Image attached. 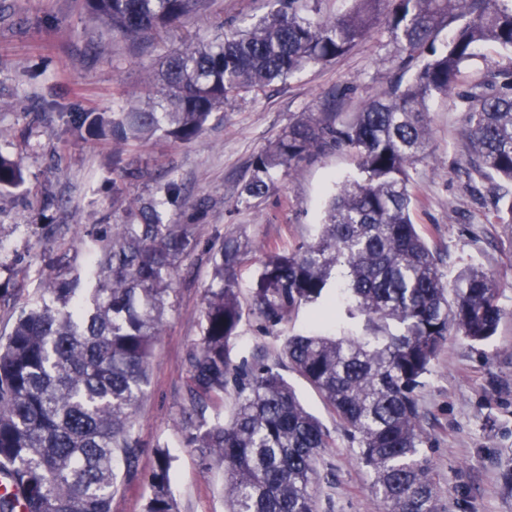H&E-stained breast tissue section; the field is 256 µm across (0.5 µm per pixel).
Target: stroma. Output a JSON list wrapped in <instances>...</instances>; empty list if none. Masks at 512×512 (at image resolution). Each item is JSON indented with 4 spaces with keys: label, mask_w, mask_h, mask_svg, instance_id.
<instances>
[{
    "label": "stroma",
    "mask_w": 512,
    "mask_h": 512,
    "mask_svg": "<svg viewBox=\"0 0 512 512\" xmlns=\"http://www.w3.org/2000/svg\"><path fill=\"white\" fill-rule=\"evenodd\" d=\"M266 10V0H209L185 23L130 39L88 13L84 0H0V152L19 160L24 173L20 187L0 193V288L8 291L0 300V334L60 265L82 257L90 233L119 221L115 166L139 172L121 184L129 199H150L176 177L182 195L168 216L196 228L198 247L174 273L150 385L133 418L135 470L126 472L118 461L121 484L110 512H143V477L160 444L174 458L179 512H229L220 473L205 471L197 451L184 447L181 423L188 405L185 358L199 336L209 282L207 250L225 236L248 243L237 278L242 299H249L269 251L311 241L335 182L355 172L350 150H328L300 161L265 198L246 204L238 192L255 157L301 114L332 112L349 121L419 67L379 26L335 61L229 101L191 144L153 139L118 148L70 124L73 112H122L148 101L155 95L151 77L168 52L246 25ZM428 151L410 170L412 220L447 283L474 265L495 277L503 318L482 345L450 334L432 362L417 391L422 449L441 489L442 512H512V489L502 480L512 466V235L498 220V180L473 168L457 94L432 102ZM335 331L307 306L270 331L250 317L240 323L230 355L237 364L281 362L285 336ZM319 470V512H376L372 475L346 436L324 450Z\"/></svg>",
    "instance_id": "stroma-1"
}]
</instances>
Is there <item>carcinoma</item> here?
I'll return each mask as SVG.
<instances>
[{
  "label": "carcinoma",
  "mask_w": 512,
  "mask_h": 512,
  "mask_svg": "<svg viewBox=\"0 0 512 512\" xmlns=\"http://www.w3.org/2000/svg\"><path fill=\"white\" fill-rule=\"evenodd\" d=\"M245 30L170 52L160 62V97L112 117L78 112V130L133 146L154 137L196 141L224 104L349 53L379 19L415 77L338 124L311 113L255 159L239 199L265 197L274 174L336 147L356 156V173L330 195L316 238L272 252L250 300L236 269L247 244L226 238L208 251L200 336L186 355L190 409L184 445L224 475L230 512H318L314 485L332 433L298 399L276 365L234 364L230 341L244 316L272 329L302 305L336 323L334 335H292L289 367L314 386L371 471L378 512H440V491L422 451L416 389L454 331L473 343L495 336L500 288L471 266L448 287L433 250L411 219L409 170L429 143L428 104L465 79L481 46L508 65L474 83L467 103L476 169L512 184V0H354L347 13L319 17V0H269ZM207 0H85L87 11L125 37L159 33ZM451 29L437 47L439 34ZM23 182L18 161L0 153V191ZM173 178L148 201L125 205L120 223L90 237L80 265L50 277L0 336V475L16 490L0 512H110L116 459L136 448L132 417L170 304L172 274L197 248L192 224L167 206ZM233 385L236 409L220 417ZM173 458L155 449L144 512H179Z\"/></svg>",
  "instance_id": "1"
}]
</instances>
